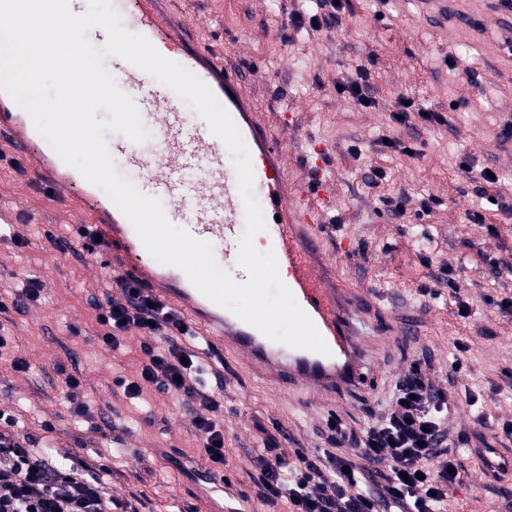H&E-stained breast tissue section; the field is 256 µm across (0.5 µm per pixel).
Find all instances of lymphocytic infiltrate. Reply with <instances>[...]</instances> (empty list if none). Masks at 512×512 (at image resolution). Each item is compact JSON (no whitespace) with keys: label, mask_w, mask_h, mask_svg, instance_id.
I'll return each mask as SVG.
<instances>
[{"label":"lymphocytic infiltrate","mask_w":512,"mask_h":512,"mask_svg":"<svg viewBox=\"0 0 512 512\" xmlns=\"http://www.w3.org/2000/svg\"><path fill=\"white\" fill-rule=\"evenodd\" d=\"M119 286L120 297L98 306L100 341L117 350L132 332L159 340L138 374L121 381L124 396L138 398L149 385L191 401L205 458L214 472H223V400L200 379L197 332L138 283ZM479 401L470 389L458 388L452 374L434 378L410 366L361 433L333 415L326 422L328 445L315 454L272 445L255 449L249 477L256 496L273 512H447L449 487L464 480L460 448L470 442L468 435H450L448 414L466 406L476 423L485 424ZM106 475L77 455L57 458L31 447L14 415L0 410V512H138L112 495Z\"/></svg>","instance_id":"obj_1"}]
</instances>
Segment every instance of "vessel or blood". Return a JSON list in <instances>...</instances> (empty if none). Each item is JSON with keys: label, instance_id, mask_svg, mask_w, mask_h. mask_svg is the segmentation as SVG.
<instances>
[{"label": "vessel or blood", "instance_id": "vessel-or-blood-1", "mask_svg": "<svg viewBox=\"0 0 512 512\" xmlns=\"http://www.w3.org/2000/svg\"><path fill=\"white\" fill-rule=\"evenodd\" d=\"M120 15L130 32L145 36L153 46L171 48L172 61L200 78L238 127L256 158L254 184L261 196L271 264L287 269V286L326 342L329 355L271 341L210 301L182 270L154 261L113 201L101 199L95 185L70 170L36 131L29 114L3 91L0 135L8 136L11 151L28 162L35 175L34 188L82 199L95 229L117 248L121 258L117 277L141 282L177 308L225 355L259 369L267 379L306 390L331 396L359 390L369 350L355 320L360 307L372 304L373 297L340 285L323 254L331 232L323 209L294 199L288 191L286 149L274 127H296L298 113H281L274 125L264 120L250 91L248 69L224 63L206 43L189 46L185 21L174 19L163 0H123ZM111 68L118 88L133 100L158 145L150 156L120 135L108 144L112 158L125 173L143 177L148 196L164 200L171 223L182 225L196 239L218 245L215 259L223 260L234 280L246 281L247 274L237 263L245 206L236 172L225 164L227 147L201 116L191 117L180 109V99L171 88L121 58H112ZM312 150L315 158L309 163L308 177L318 187L325 180L330 147L317 142Z\"/></svg>", "mask_w": 512, "mask_h": 512}]
</instances>
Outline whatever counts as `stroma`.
Wrapping results in <instances>:
<instances>
[{"label":"stroma","mask_w":512,"mask_h":512,"mask_svg":"<svg viewBox=\"0 0 512 512\" xmlns=\"http://www.w3.org/2000/svg\"><path fill=\"white\" fill-rule=\"evenodd\" d=\"M170 2L191 35L210 42L225 62L259 66L251 89L268 122L280 112L299 113L296 128L279 132L293 186L306 184L309 142L330 143L333 197L325 213L334 232L325 257L348 283L381 296L369 328L381 348L370 356L367 384L349 396L275 388L234 362L210 377L224 395L225 476L251 494L249 456L261 432L282 430L289 447L313 452L325 445L329 414L365 427L395 381L424 361L487 400L493 421L512 419V316L486 303L512 290V277H493L488 267L512 266V217L501 209L512 203V142L497 139L512 119V26L493 0H347L340 23L318 31L293 25L306 0ZM451 59L457 68L448 67ZM360 65L369 72L372 108L336 90ZM401 97L444 113L447 125L395 126L390 113ZM385 137L409 141L412 153L385 147ZM353 145L359 154L350 153ZM463 156L496 172L493 202L478 203L458 167ZM13 159L0 141V205L13 208L12 229L25 240L18 246L0 237V295L9 296L24 274L46 288L42 303L0 312L16 355L30 365L18 372L12 356H0V408L15 410L39 447L74 449L93 468L109 469L113 495L136 497L140 512H216L223 493L201 477L207 463L188 402L150 388L137 403L117 385L137 375L154 337L126 336L118 351L98 341L95 303L119 288L109 277L110 252L81 249L86 210L53 190H30ZM372 167L385 173L376 186L366 179ZM403 194L412 203L397 217L388 202ZM423 197L433 201L427 215L417 205ZM475 209L482 223L468 220ZM456 289L469 298L470 317L458 316ZM458 341L470 350L457 357ZM66 370L85 378L89 422L70 413ZM46 421L51 430L43 429ZM461 463L468 478L449 490L450 512H500L512 483L482 476L473 458Z\"/></svg>","instance_id":"35a3bbf8"}]
</instances>
